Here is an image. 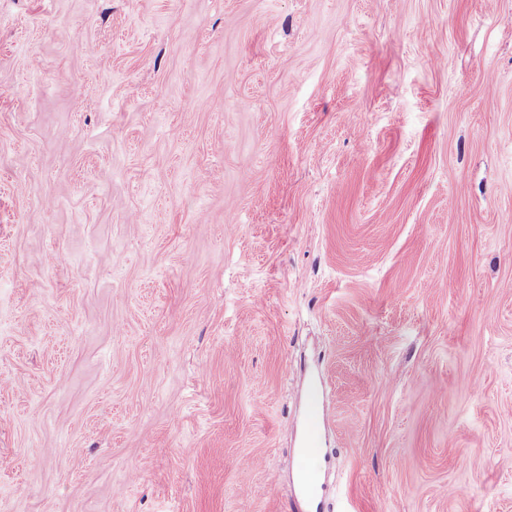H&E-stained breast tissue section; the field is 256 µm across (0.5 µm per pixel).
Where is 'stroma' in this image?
<instances>
[{
  "instance_id": "35a3bbf8",
  "label": "stroma",
  "mask_w": 512,
  "mask_h": 512,
  "mask_svg": "<svg viewBox=\"0 0 512 512\" xmlns=\"http://www.w3.org/2000/svg\"><path fill=\"white\" fill-rule=\"evenodd\" d=\"M314 391L512 512V0H0V512H291Z\"/></svg>"
}]
</instances>
